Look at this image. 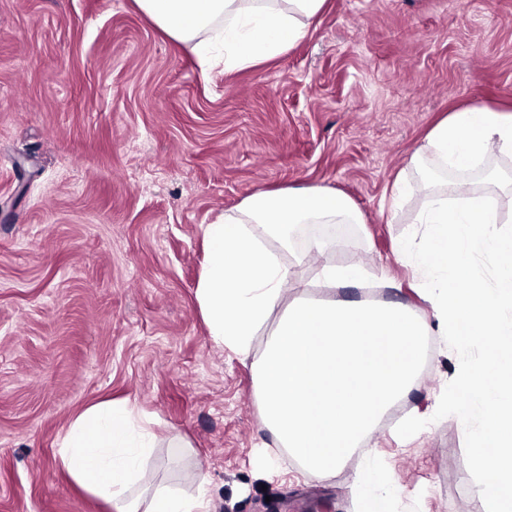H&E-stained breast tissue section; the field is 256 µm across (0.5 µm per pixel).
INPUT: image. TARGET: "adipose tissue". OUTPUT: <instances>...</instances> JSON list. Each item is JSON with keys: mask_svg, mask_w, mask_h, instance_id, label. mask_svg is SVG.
<instances>
[{"mask_svg": "<svg viewBox=\"0 0 512 512\" xmlns=\"http://www.w3.org/2000/svg\"><path fill=\"white\" fill-rule=\"evenodd\" d=\"M326 0H135L171 39L222 51L228 71L257 67L302 38ZM425 149L445 169L469 171L492 153L512 155V112L464 106L435 124ZM345 195L321 187L261 191L203 228L207 248L197 301L213 340L245 353L293 276L265 238L287 241L296 224H359ZM152 437L135 406L102 401L69 424L59 463L113 512H208L204 495H183L145 464Z\"/></svg>", "mask_w": 512, "mask_h": 512, "instance_id": "adipose-tissue-1", "label": "adipose tissue"}]
</instances>
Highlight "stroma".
I'll return each mask as SVG.
<instances>
[{"instance_id": "1", "label": "stroma", "mask_w": 512, "mask_h": 512, "mask_svg": "<svg viewBox=\"0 0 512 512\" xmlns=\"http://www.w3.org/2000/svg\"><path fill=\"white\" fill-rule=\"evenodd\" d=\"M464 104L512 107V0H327L290 49L203 70L134 0H0V512H112L58 464L70 421L130 401L168 486L210 512H486L457 417L433 414L459 359L399 250L421 232L416 189L384 200L410 156ZM326 187L359 224H298L285 301L315 273L314 239L363 268V294L426 317L409 394L335 476L316 481L262 422L258 361L216 345L196 301L203 230L258 190ZM427 425L403 439L405 417ZM192 446L170 462L165 439Z\"/></svg>"}]
</instances>
